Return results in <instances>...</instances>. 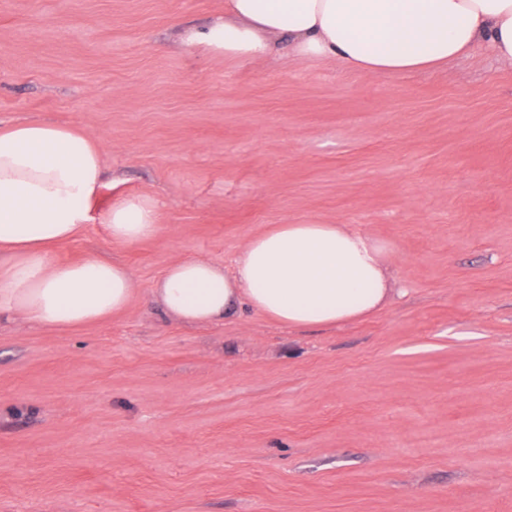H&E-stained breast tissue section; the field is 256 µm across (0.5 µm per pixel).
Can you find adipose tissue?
<instances>
[{"instance_id": "1", "label": "adipose tissue", "mask_w": 512, "mask_h": 512, "mask_svg": "<svg viewBox=\"0 0 512 512\" xmlns=\"http://www.w3.org/2000/svg\"><path fill=\"white\" fill-rule=\"evenodd\" d=\"M229 60H263L280 42L304 60L364 75L431 70L487 49L512 65V0H224V15L189 34ZM104 182L100 143L63 123L19 120L0 131V312L66 328L124 310L133 280L99 259L59 262L53 248L93 220ZM159 204L112 202L105 229L135 244L159 229ZM385 249L336 224H282L250 239L230 267L204 258L169 265L154 293L175 318L213 322L248 306L280 326L333 327L382 308Z\"/></svg>"}]
</instances>
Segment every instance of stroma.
Listing matches in <instances>:
<instances>
[{
  "label": "stroma",
  "instance_id": "stroma-1",
  "mask_svg": "<svg viewBox=\"0 0 512 512\" xmlns=\"http://www.w3.org/2000/svg\"><path fill=\"white\" fill-rule=\"evenodd\" d=\"M224 0H0V128L97 139L95 219L55 259L132 274L87 325L0 316V512H512V66L366 76L187 44ZM162 202L112 242V201ZM279 224L383 243L375 314L184 324L173 262L227 265ZM159 204L154 199L131 194L112 202L105 229L113 242L135 244L153 238L159 229Z\"/></svg>",
  "mask_w": 512,
  "mask_h": 512
}]
</instances>
